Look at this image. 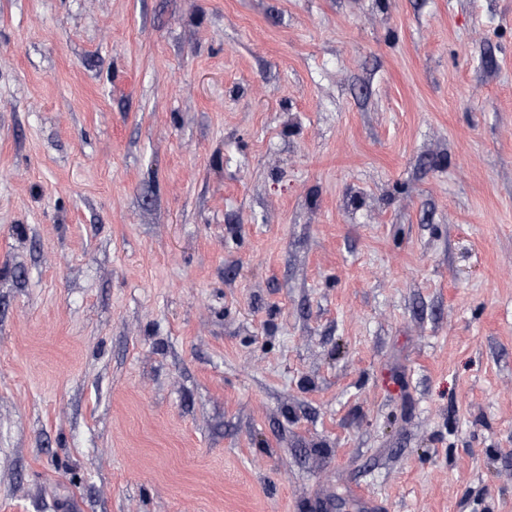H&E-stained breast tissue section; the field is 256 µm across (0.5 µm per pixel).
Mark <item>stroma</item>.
Wrapping results in <instances>:
<instances>
[{
	"label": "stroma",
	"mask_w": 512,
	"mask_h": 512,
	"mask_svg": "<svg viewBox=\"0 0 512 512\" xmlns=\"http://www.w3.org/2000/svg\"><path fill=\"white\" fill-rule=\"evenodd\" d=\"M0 512H512V0H0Z\"/></svg>",
	"instance_id": "obj_1"
}]
</instances>
